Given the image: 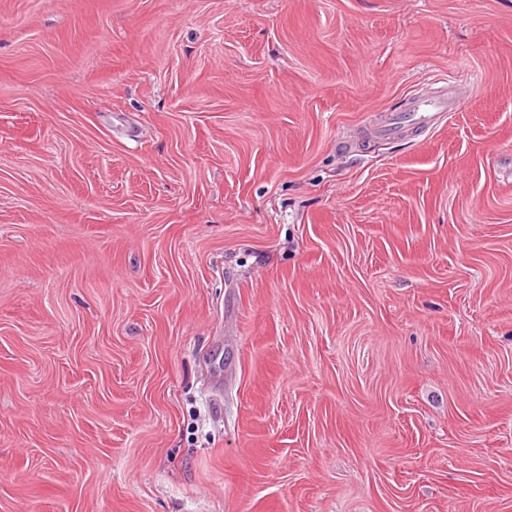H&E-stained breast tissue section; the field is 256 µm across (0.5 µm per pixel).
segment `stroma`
<instances>
[{"label":"stroma","mask_w":512,"mask_h":512,"mask_svg":"<svg viewBox=\"0 0 512 512\" xmlns=\"http://www.w3.org/2000/svg\"><path fill=\"white\" fill-rule=\"evenodd\" d=\"M0 512H512V0H0ZM461 101L451 90L442 96L431 99L416 98L411 101L409 112L404 115H392L382 124L372 130V134L379 137L397 135L407 126H430L441 117L443 112H455Z\"/></svg>","instance_id":"stroma-1"}]
</instances>
